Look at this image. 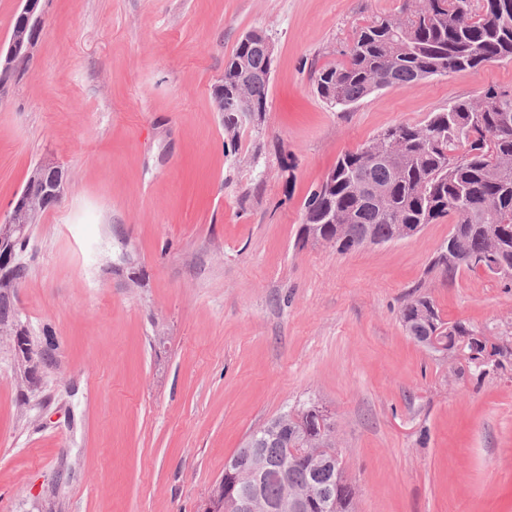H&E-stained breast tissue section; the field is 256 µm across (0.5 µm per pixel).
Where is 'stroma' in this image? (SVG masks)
I'll use <instances>...</instances> for the list:
<instances>
[{"mask_svg":"<svg viewBox=\"0 0 512 512\" xmlns=\"http://www.w3.org/2000/svg\"><path fill=\"white\" fill-rule=\"evenodd\" d=\"M405 3L44 0L0 99V217L35 165L66 183L0 330V512H204L245 438L310 398L356 512H512V375L458 374L400 322L424 296L510 334L512 288L437 264L448 217L346 253L300 236L338 156L512 87L496 62L327 107L315 71ZM252 30L267 109L234 140L211 92Z\"/></svg>","mask_w":512,"mask_h":512,"instance_id":"stroma-1","label":"stroma"}]
</instances>
